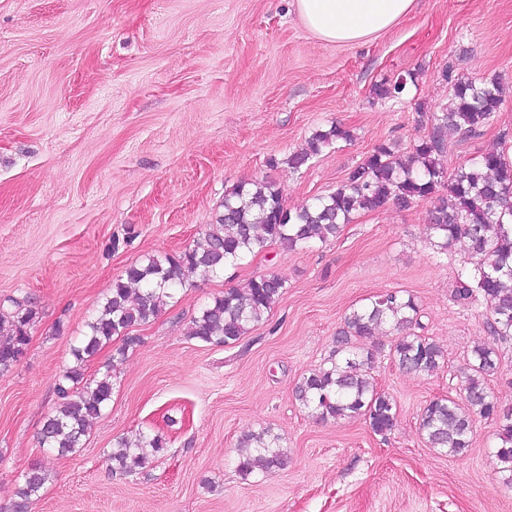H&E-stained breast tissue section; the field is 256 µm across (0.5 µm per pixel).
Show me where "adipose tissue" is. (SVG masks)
Here are the masks:
<instances>
[{"label": "adipose tissue", "mask_w": 512, "mask_h": 512, "mask_svg": "<svg viewBox=\"0 0 512 512\" xmlns=\"http://www.w3.org/2000/svg\"><path fill=\"white\" fill-rule=\"evenodd\" d=\"M413 0H295L297 14L315 36L358 44L386 31L412 8Z\"/></svg>", "instance_id": "1"}]
</instances>
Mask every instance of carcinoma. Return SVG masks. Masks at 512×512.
I'll use <instances>...</instances> for the list:
<instances>
[{
	"label": "carcinoma",
	"instance_id": "1",
	"mask_svg": "<svg viewBox=\"0 0 512 512\" xmlns=\"http://www.w3.org/2000/svg\"><path fill=\"white\" fill-rule=\"evenodd\" d=\"M406 84L400 78L375 87V92L383 98L395 97ZM502 103L503 89L497 81L487 86L455 83L451 105L428 117L430 128L410 155L402 159L382 143L347 173L335 191L293 211L284 207L271 181L254 180L233 187L224 194L222 213L196 243L132 264L112 283L105 301L88 321L86 334L72 348L74 365L57 384L61 403L44 421L40 445L60 455L81 447L89 423L112 398L110 372L87 379L84 366L115 337L121 339V346L115 349L114 359L137 346L140 337L130 334V329L157 317L177 286L216 277L224 267L245 261L270 243L303 250L316 240L326 242L337 237L355 214L389 204L407 209L417 201H431L429 228L435 253L446 254L458 245L474 259L472 266L458 271L453 300L466 307L483 302L490 334L511 338L512 162L500 152H483L451 174L440 162L448 130L479 136ZM351 138L350 129L338 123L317 130L304 148L288 156V168L297 170L331 144ZM284 288L285 281L270 272L250 279L241 289L224 291L193 318L189 336L208 344L235 345L271 312ZM33 314L30 306L15 301L10 315L0 316V371L25 356ZM386 326L401 333L389 352L400 370L430 374L444 365L443 348L417 333L422 325L413 295L405 290L387 291L344 315L336 333V350L322 367L303 375L295 389L296 400L322 421L363 417L374 433L391 432L397 424V404L372 376L377 352L359 351L355 346L356 341L370 339ZM498 370L495 347L475 344L464 371L461 401H430L421 413L419 428L430 447L455 457L470 448L476 419L494 421L500 440L496 448L499 473L503 483L512 487V406L494 399L487 388V380ZM239 446L248 449L238 464L244 478L256 470L281 469L288 463L281 437L268 429L244 434ZM166 448V438L157 433L142 432L133 445L121 438L110 455L112 469L137 474ZM45 482L41 466L31 465L10 512H28Z\"/></svg>",
	"mask_w": 512,
	"mask_h": 512
}]
</instances>
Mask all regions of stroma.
Wrapping results in <instances>:
<instances>
[{
    "mask_svg": "<svg viewBox=\"0 0 512 512\" xmlns=\"http://www.w3.org/2000/svg\"><path fill=\"white\" fill-rule=\"evenodd\" d=\"M408 74L402 95L376 96ZM494 78L504 101L481 136L446 135L450 172L482 152L512 157V0H415L357 45L314 36L295 0H0V314L16 300L35 312L26 355L0 372V512L34 462L47 481L30 512H512L494 422L477 421L459 457L419 429L429 401L459 399L479 342L500 356L489 392L512 404V338H491L484 304L454 302L470 259L434 254L426 201L359 213L337 239L273 244L178 290L133 327L140 343L122 361L110 345L86 364L89 378L116 371L81 448L60 456L38 443L71 349L126 267L192 244L240 182L273 181L292 210L336 190L378 144L408 156L428 131L422 113L441 112L455 82ZM336 122L352 140L290 170L288 154ZM267 272L284 293L237 344L189 337L201 307ZM395 290L414 295L444 366L407 375L387 356L388 332L360 340L379 351L395 429L316 420L296 384L329 358L349 308ZM264 428L288 463L242 477L239 439ZM142 432L167 438L164 455L114 472L116 439Z\"/></svg>",
    "mask_w": 512,
    "mask_h": 512,
    "instance_id": "35a3bbf8",
    "label": "stroma"
}]
</instances>
